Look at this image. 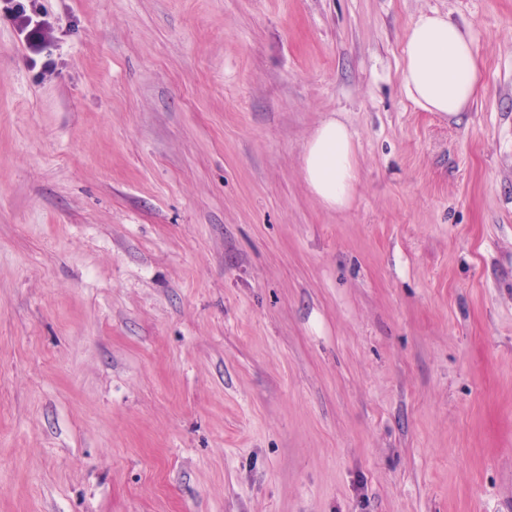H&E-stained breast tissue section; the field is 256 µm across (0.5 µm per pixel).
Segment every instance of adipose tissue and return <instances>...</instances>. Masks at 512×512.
Segmentation results:
<instances>
[{
  "mask_svg": "<svg viewBox=\"0 0 512 512\" xmlns=\"http://www.w3.org/2000/svg\"><path fill=\"white\" fill-rule=\"evenodd\" d=\"M481 82L473 36L466 26L437 13L421 14L404 48L402 84L410 100L427 112L459 116ZM304 180L325 207L350 205L358 183L354 137L339 119L323 121L302 159Z\"/></svg>",
  "mask_w": 512,
  "mask_h": 512,
  "instance_id": "obj_1",
  "label": "adipose tissue"
}]
</instances>
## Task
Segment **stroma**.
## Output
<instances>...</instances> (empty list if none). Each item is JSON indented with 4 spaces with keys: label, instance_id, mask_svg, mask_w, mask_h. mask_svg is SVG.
<instances>
[{
    "label": "stroma",
    "instance_id": "obj_1",
    "mask_svg": "<svg viewBox=\"0 0 512 512\" xmlns=\"http://www.w3.org/2000/svg\"><path fill=\"white\" fill-rule=\"evenodd\" d=\"M37 5L0 18V512H512V0ZM430 11L475 42L457 118L401 82ZM36 0H29L28 8L22 0H4L3 10L6 16L19 22V25L25 29L33 25V29H42L43 21L40 19ZM29 11V13H28ZM304 180L329 209L350 205L358 183L354 137L338 118L323 121L309 139L302 159Z\"/></svg>",
    "mask_w": 512,
    "mask_h": 512
}]
</instances>
